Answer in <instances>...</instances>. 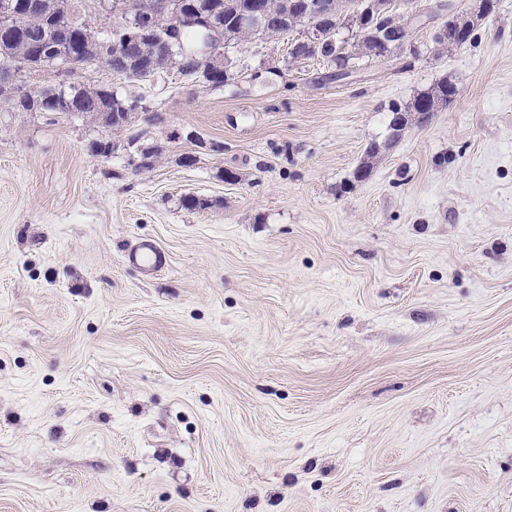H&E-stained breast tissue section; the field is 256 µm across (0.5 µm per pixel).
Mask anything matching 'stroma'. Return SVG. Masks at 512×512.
Wrapping results in <instances>:
<instances>
[{
  "label": "stroma",
  "mask_w": 512,
  "mask_h": 512,
  "mask_svg": "<svg viewBox=\"0 0 512 512\" xmlns=\"http://www.w3.org/2000/svg\"><path fill=\"white\" fill-rule=\"evenodd\" d=\"M436 3L323 85L303 26L217 89L71 75L162 115L106 160L0 104V512H512V0L461 49ZM456 93V87L453 84L448 83V81H442L437 83L436 86L428 90L427 92L417 96L412 102L406 104L404 106L395 104L392 106L390 112H392V119L394 114L402 113L404 116L408 117L410 112H415L417 114V122L419 124H424L429 121L431 118V112L428 109H422L420 107L421 102L423 101H431V100H449ZM390 121V128L393 131V135H399V131H396L394 125ZM129 262L140 265L148 270L159 269L167 262L166 253L150 242L140 243L127 255Z\"/></svg>",
  "instance_id": "stroma-1"
}]
</instances>
